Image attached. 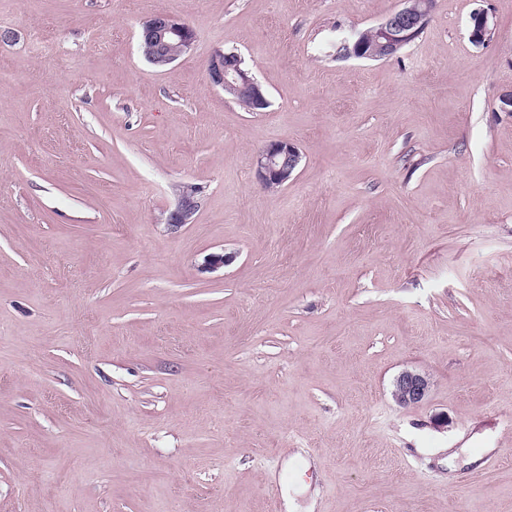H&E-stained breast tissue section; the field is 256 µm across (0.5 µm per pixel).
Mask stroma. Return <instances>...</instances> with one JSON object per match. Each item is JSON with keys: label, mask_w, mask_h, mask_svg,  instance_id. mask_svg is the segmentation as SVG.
I'll use <instances>...</instances> for the list:
<instances>
[{"label": "stroma", "mask_w": 512, "mask_h": 512, "mask_svg": "<svg viewBox=\"0 0 512 512\" xmlns=\"http://www.w3.org/2000/svg\"><path fill=\"white\" fill-rule=\"evenodd\" d=\"M400 6L0 0V512H512V0L328 56ZM162 13L196 38L159 69ZM274 141L301 160L270 190ZM139 39L143 54H146V47L141 42L154 48L152 55H146L148 62L157 68H162L192 50L195 31L180 18L159 14L143 22ZM210 84L220 87L224 94L243 93L250 98L252 110L268 104L265 92L250 71L241 67V58L234 52L216 51L208 64ZM300 162L295 145L287 141L272 142L256 158V174L264 187L283 186L291 179ZM197 189L193 186H183L175 210L170 214L168 224H189L198 209L196 198ZM431 384L428 374L405 369L395 379L392 391L393 399L403 407L421 404L426 400Z\"/></svg>", "instance_id": "stroma-1"}]
</instances>
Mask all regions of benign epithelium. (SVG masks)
Returning a JSON list of instances; mask_svg holds the SVG:
<instances>
[{"instance_id": "7a95c632", "label": "benign epithelium", "mask_w": 512, "mask_h": 512, "mask_svg": "<svg viewBox=\"0 0 512 512\" xmlns=\"http://www.w3.org/2000/svg\"><path fill=\"white\" fill-rule=\"evenodd\" d=\"M431 12L429 0H403L401 9L373 27L375 37L372 41L367 42L361 36L347 39L348 56L379 60L396 55L421 34ZM491 33L488 15L481 12L473 15L471 41L482 44L489 39ZM139 39L154 48V53L147 56L148 62L162 68L192 50L195 31L177 17L159 14L143 22ZM208 79L210 84L223 89L226 94L247 95L254 110L263 109L268 104L263 88L250 71L241 67V58L234 52L217 51L211 56ZM299 162L300 154L295 145L287 141L272 142L257 155V178L268 188L282 186L291 179ZM196 194L195 187H182L177 207L170 214L168 223H190L198 209ZM430 388L431 378L428 374L405 369L395 379L392 396L403 407L415 406L426 400Z\"/></svg>"}]
</instances>
